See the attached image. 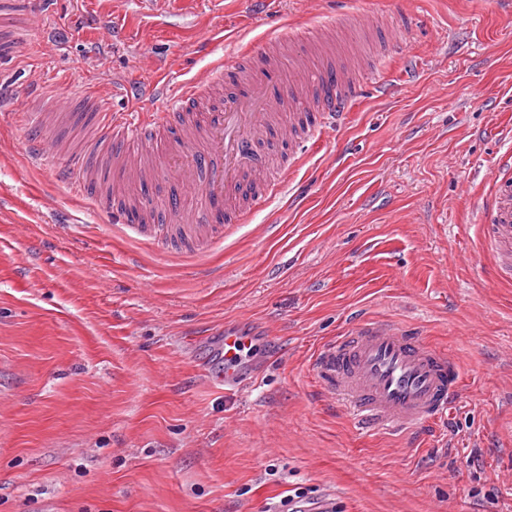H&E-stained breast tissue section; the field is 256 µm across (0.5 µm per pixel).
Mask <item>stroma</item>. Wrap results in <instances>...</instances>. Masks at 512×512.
Returning <instances> with one entry per match:
<instances>
[{
    "mask_svg": "<svg viewBox=\"0 0 512 512\" xmlns=\"http://www.w3.org/2000/svg\"><path fill=\"white\" fill-rule=\"evenodd\" d=\"M407 13L342 127L306 143L284 194L200 253L120 235L102 204L29 156L28 87L77 117L333 17L330 0H52L0 37V512H282L303 489L335 512H512V284L475 247L478 194L512 146V16L497 0H346ZM456 358L445 418L368 432L317 386L314 349L361 318ZM258 341L244 385L207 369L223 336Z\"/></svg>",
    "mask_w": 512,
    "mask_h": 512,
    "instance_id": "obj_1",
    "label": "stroma"
}]
</instances>
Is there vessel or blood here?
<instances>
[{
  "label": "vessel or blood",
  "instance_id": "1",
  "mask_svg": "<svg viewBox=\"0 0 512 512\" xmlns=\"http://www.w3.org/2000/svg\"><path fill=\"white\" fill-rule=\"evenodd\" d=\"M374 28L337 10L330 23L268 39L267 61L247 49L210 63L178 86L151 81V90L168 98L166 112L107 113L91 101L86 111L94 135L88 144L64 152L36 138L29 153L58 164L60 179L85 194L111 180L113 223L162 241L169 238L168 225L139 222L153 208L137 187L175 171L197 192L168 195L174 222L189 234L209 225L213 238L221 239L224 225L244 223L283 189L306 141L342 125L348 104L362 92L361 75L390 53L387 40L373 42ZM473 234L490 248L496 277L511 283V151L502 155L481 196ZM254 343L251 336H225L224 365L214 376L226 390L239 387V365ZM312 368L320 387L371 429L406 432L437 421L460 384L451 354L380 320L356 323L322 344Z\"/></svg>",
  "mask_w": 512,
  "mask_h": 512
}]
</instances>
